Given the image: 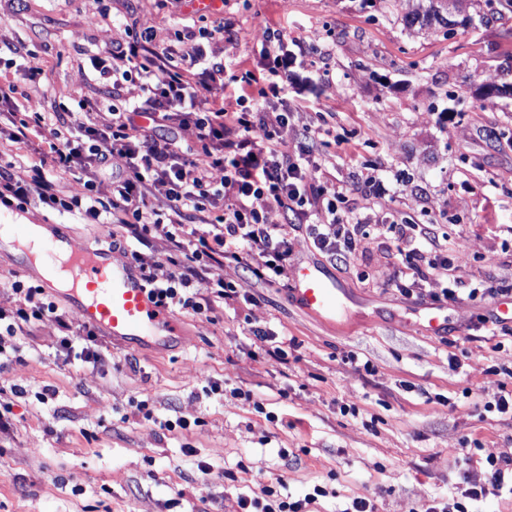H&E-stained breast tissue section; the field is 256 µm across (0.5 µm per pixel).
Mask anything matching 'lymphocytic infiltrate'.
I'll use <instances>...</instances> for the list:
<instances>
[{"mask_svg":"<svg viewBox=\"0 0 512 512\" xmlns=\"http://www.w3.org/2000/svg\"><path fill=\"white\" fill-rule=\"evenodd\" d=\"M223 36V26L217 25L161 42L151 29L121 24L111 49L90 56L98 80L110 91L112 123L103 128L93 120L100 101L43 112L34 100H19V85L35 84L37 75L15 70L14 82L0 85V141L37 140L41 148L30 178L15 177L10 166L0 165V208L41 205L107 225L110 236L135 241L128 256L158 304L207 317L240 300L230 280L217 278L207 289L198 288L213 265L231 262L265 285H287L290 234L287 225L269 222L270 212L292 215L329 257L356 254L365 238L361 217L341 209L345 196L335 185L319 181L318 157L306 149L288 150L283 140L291 118L283 99L296 61L284 33L268 31L256 50L255 70L245 73L226 70L208 56L207 43ZM236 82L249 87L251 107H225L224 90ZM131 84L139 86L143 100L127 96ZM140 116L147 117L148 126L137 124ZM176 123L194 125L195 147L172 149L168 134ZM117 156L126 169L113 175L111 196L101 198L94 192L96 178ZM218 168L224 178L215 183L209 173ZM54 170L84 175L86 195L62 193L50 176ZM199 220L208 223V231L198 232ZM389 230L402 257L401 294L419 293L453 265L447 250L420 225L393 224ZM155 238L167 242L165 260L172 268L162 281L142 265L139 252ZM11 292L13 306L0 308V369L19 353V336L46 319L57 326L56 348L64 359L100 360L95 333L86 332L42 286L17 280ZM81 334L87 343L78 349L73 339ZM323 493L318 486L292 500L266 485L260 495L241 498L240 507L242 512H307Z\"/></svg>","mask_w":512,"mask_h":512,"instance_id":"f902f5d3","label":"lymphocytic infiltrate"}]
</instances>
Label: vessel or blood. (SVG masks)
<instances>
[{"instance_id": "1", "label": "vessel or blood", "mask_w": 512, "mask_h": 512, "mask_svg": "<svg viewBox=\"0 0 512 512\" xmlns=\"http://www.w3.org/2000/svg\"><path fill=\"white\" fill-rule=\"evenodd\" d=\"M2 237L25 252L29 263L57 269L60 282L47 280L43 286L49 293L64 288L83 325L129 347L150 336L177 335L175 316L156 305L139 270L129 261L117 260L111 246L92 248L65 235L44 233L31 224H1ZM291 278L294 298L302 309L318 317L334 312L336 288L319 267L294 265Z\"/></svg>"}]
</instances>
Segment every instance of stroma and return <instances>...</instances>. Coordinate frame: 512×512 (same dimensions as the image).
Listing matches in <instances>:
<instances>
[{
	"label": "stroma",
	"mask_w": 512,
	"mask_h": 512,
	"mask_svg": "<svg viewBox=\"0 0 512 512\" xmlns=\"http://www.w3.org/2000/svg\"><path fill=\"white\" fill-rule=\"evenodd\" d=\"M158 39L200 24H232L234 44L211 56L250 68L269 28L286 31L299 57L286 97L289 149L312 142L325 180L359 209L371 232L357 257L331 259L305 227L290 231L292 262L321 266L341 303L334 316L302 310L290 287L271 288L232 264L212 277L236 283L242 301L218 320L184 312V333L165 345L109 343L97 365L63 363L57 326L39 322L0 370L13 426L0 432V512H241L239 500L283 482L295 497L322 486L310 512H427L475 485L471 512H512V491L490 486L485 459L512 453V414L492 410L512 390V323L491 299L438 303L396 288L400 257L381 224H426L459 259L461 288L512 284V98L488 102V75L512 83V14L444 34L406 28L383 4L360 0H0V48L25 45L38 71L41 110L76 106L104 90L88 59L108 49L118 23ZM311 128V139L302 131ZM385 193L364 197L366 180ZM25 218L57 224L89 244L105 226L39 206ZM438 314L442 333L426 331ZM264 328L295 339L285 358H251ZM223 391L213 394L211 383ZM148 401L153 420L138 414ZM264 404L256 411L254 401ZM190 421L166 431V420ZM228 471L203 475L198 463Z\"/></svg>",
	"instance_id": "obj_1"
}]
</instances>
